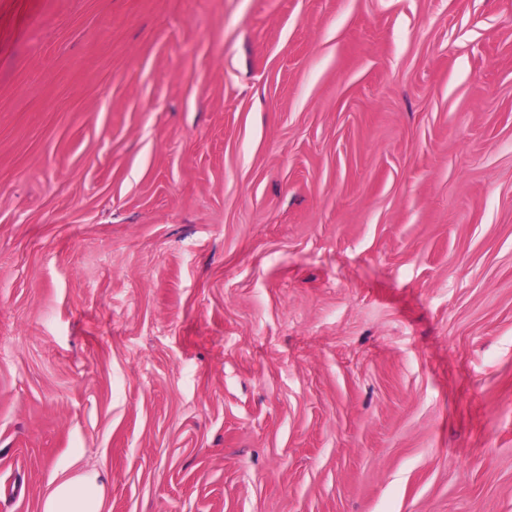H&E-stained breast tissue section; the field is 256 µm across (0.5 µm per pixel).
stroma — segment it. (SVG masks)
Segmentation results:
<instances>
[{"label":"stroma","mask_w":512,"mask_h":512,"mask_svg":"<svg viewBox=\"0 0 512 512\" xmlns=\"http://www.w3.org/2000/svg\"><path fill=\"white\" fill-rule=\"evenodd\" d=\"M512 512V0H0V512ZM94 473L61 480L45 498L42 512H101L105 484Z\"/></svg>","instance_id":"35a3bbf8"}]
</instances>
